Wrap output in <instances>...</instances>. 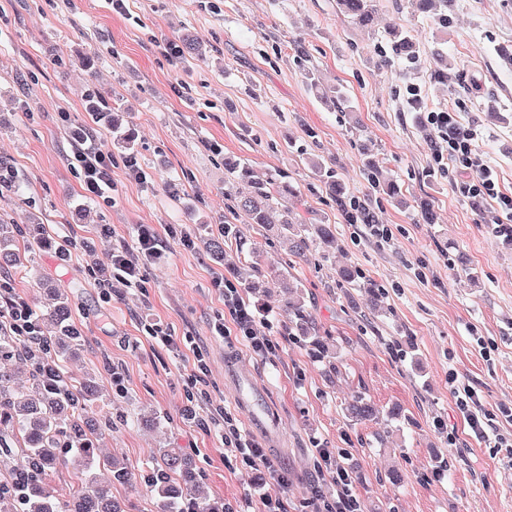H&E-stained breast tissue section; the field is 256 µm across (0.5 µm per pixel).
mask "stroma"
I'll list each match as a JSON object with an SVG mask.
<instances>
[{
	"label": "stroma",
	"mask_w": 512,
	"mask_h": 512,
	"mask_svg": "<svg viewBox=\"0 0 512 512\" xmlns=\"http://www.w3.org/2000/svg\"><path fill=\"white\" fill-rule=\"evenodd\" d=\"M0 0V162L14 187L0 188V215L25 223L39 212L43 233L71 257L30 252L36 271L25 278L1 268L14 300L47 303V289L67 292L73 322L87 338L76 371L98 375L105 389L85 415L111 418L96 434L101 454L129 468L151 467L155 449L187 454L210 502L259 512L273 481L266 469L228 457L222 414L249 430L234 400L230 371L249 370L261 383L279 437L266 453L288 471V512H309L312 488L333 497L329 474L314 451L342 452L366 512H512V463L472 439L448 383L475 388L485 410L512 405V246L488 224L494 204L475 213L454 184L458 169L438 171L426 123L431 112L454 110L479 132L477 145L512 193V69L495 49H512V0H450L440 31L416 0H376L371 28L342 15L337 0ZM418 34L416 63L394 56L389 33ZM191 33L203 60L167 56L163 45ZM448 56L439 74L436 52ZM93 58L86 69L79 56ZM386 65H378V58ZM319 71L344 91L347 111L315 96L304 69ZM420 89L411 107L406 88ZM111 95L137 132L134 151L119 148L104 122L85 110L84 94ZM495 100L507 122H489ZM97 136L112 157L111 201H89L69 155L76 134ZM136 156L146 183L129 178ZM315 155L351 195L371 196L391 239L346 223L319 177L305 163ZM249 163L257 178L287 172L316 224L336 227V258L293 261L273 232L251 224L224 197V159ZM373 161L401 187L402 201L373 194L365 171ZM433 224L418 221L420 201ZM153 225L165 242L161 262L142 267V282L104 295L95 284L112 249L132 245L138 225ZM245 232L260 270L290 269L304 284L307 306L338 353L342 376L328 378L312 357L279 293L263 296L257 327L278 347L260 357L241 342L214 335L224 318L218 278L226 263L206 254V239L223 225ZM192 247H183L182 234ZM349 263L372 279L383 312L360 288L336 285L335 267ZM177 340L164 345L154 328ZM399 343L401 358L390 345ZM208 366V396L191 388L195 355ZM120 384H113V376ZM364 388L378 409L401 403L406 419L389 443L379 423L352 424L342 402ZM398 469L400 482L390 480Z\"/></svg>",
	"instance_id": "stroma-1"
}]
</instances>
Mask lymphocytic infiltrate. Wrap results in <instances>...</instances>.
<instances>
[{
	"instance_id": "1",
	"label": "lymphocytic infiltrate",
	"mask_w": 512,
	"mask_h": 512,
	"mask_svg": "<svg viewBox=\"0 0 512 512\" xmlns=\"http://www.w3.org/2000/svg\"><path fill=\"white\" fill-rule=\"evenodd\" d=\"M427 122L435 136L431 157L438 169L455 166L465 172L466 177L456 182V190L463 196L488 199L496 207L495 222L498 229L512 225V194L499 186L496 171L485 163L476 148L477 132L465 125L458 113L440 111L427 115ZM71 158L77 165L84 197L96 200L106 197L114 189L112 182V157L103 151L97 138L92 134L78 137L72 146ZM164 243L155 229L148 224L139 225L136 234V249L115 251L110 255L112 272L99 279L98 287L104 292L123 286L130 287L140 281L141 261L159 259ZM224 309L229 322L214 325L216 335L240 338L254 353L263 355L275 347L269 336L260 334L255 328V316L245 302L238 288L232 283H224ZM456 406L471 437L479 441H493L495 447L503 449L507 458L512 459V437L493 434L492 417L483 410L480 398L474 388L466 386L456 393ZM224 445L236 460L252 467L264 464L272 473L278 490L264 495L263 512H286L281 492L288 486L285 469L270 458L262 445L235 424L224 428ZM317 457L324 467L332 468L336 484V496L328 500L316 497L310 500L311 512H363L360 499L351 489L352 479L342 464L333 463L331 451L320 448Z\"/></svg>"
}]
</instances>
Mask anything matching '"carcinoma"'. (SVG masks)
Instances as JSON below:
<instances>
[{
  "label": "carcinoma",
  "instance_id": "obj_1",
  "mask_svg": "<svg viewBox=\"0 0 512 512\" xmlns=\"http://www.w3.org/2000/svg\"><path fill=\"white\" fill-rule=\"evenodd\" d=\"M338 8L358 26L367 27L373 20L376 4L375 0H338ZM394 44L407 61L414 59L416 41L411 31H395ZM106 111L107 123L119 133L118 145L132 148L134 134L122 129L120 117L115 115L117 107L110 106ZM309 166L333 192L338 208L349 216L351 223H376L370 199L346 195L342 183L324 162L311 159ZM366 166L375 191L389 197L399 196L400 188L394 181L384 178L373 163L368 161ZM224 196L234 209L246 212L251 223L263 227L279 225L280 236L296 259L305 260L314 254L327 261L336 251L334 225L309 224L289 215L290 206L299 201L301 193L284 173L259 180L246 162L226 159ZM29 237L43 250L53 248V242L40 235L39 225L17 224L0 217V267L25 270L14 246ZM266 285L269 289H286L285 307L296 317L297 330L310 340L311 346L320 344V330L305 303L302 281L271 271L267 273ZM336 285L373 288L358 268L348 265L336 269ZM33 319L40 325L43 342L27 354L19 337L0 332V361L21 358L27 363L29 375L28 386L16 389L11 386L10 370L0 366V467L10 465L17 457L26 469L21 481L0 482V512H121L120 506L112 501V485L136 484L138 474L118 458L98 459L92 430L82 419L81 404L97 395L99 385L95 378L77 375L66 367L67 360L77 357L85 343L82 329L71 321L67 295L58 292L56 303L33 312ZM47 362L59 369L60 381L54 387L41 377V365ZM344 411L357 424L373 421L379 414L361 391L350 394ZM404 417L403 406L391 404L385 411L384 433L398 431V423ZM153 460L147 485L159 497L160 512H179L187 500L194 502L196 512H215V506L199 491L190 458L179 451L160 448ZM71 465L79 467L76 479L59 489L49 485L52 471Z\"/></svg>",
  "mask_w": 512,
  "mask_h": 512
}]
</instances>
